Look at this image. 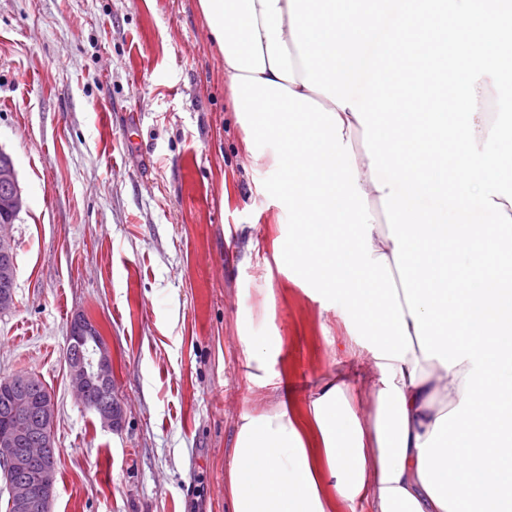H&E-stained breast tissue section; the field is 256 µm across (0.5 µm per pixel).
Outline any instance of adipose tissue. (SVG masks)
Returning a JSON list of instances; mask_svg holds the SVG:
<instances>
[{
	"instance_id": "obj_1",
	"label": "adipose tissue",
	"mask_w": 512,
	"mask_h": 512,
	"mask_svg": "<svg viewBox=\"0 0 512 512\" xmlns=\"http://www.w3.org/2000/svg\"><path fill=\"white\" fill-rule=\"evenodd\" d=\"M224 59V82L246 140H275L271 157L253 154L279 177L278 203L294 217L281 253L328 301L340 303L357 333L368 411L354 387L325 381L297 412L269 399L239 416L228 466L233 512H335L336 502L368 501L370 512H444L418 472V446L440 415L457 407L470 362L426 363L393 258L394 242L374 206L381 198L370 160L351 136V110L306 88L292 40L288 0H199ZM250 381L276 391L272 363L282 339L238 331Z\"/></svg>"
}]
</instances>
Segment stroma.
I'll list each match as a JSON object with an SVG mask.
<instances>
[{
	"instance_id": "stroma-1",
	"label": "stroma",
	"mask_w": 512,
	"mask_h": 512,
	"mask_svg": "<svg viewBox=\"0 0 512 512\" xmlns=\"http://www.w3.org/2000/svg\"><path fill=\"white\" fill-rule=\"evenodd\" d=\"M0 150L26 198L0 379L54 398L51 512H232L237 420L267 396L244 376L239 309L281 336L294 409L359 361L340 309L280 254L292 216L251 159L278 145L245 146L198 0H0ZM78 314L112 357L114 430L70 383Z\"/></svg>"
}]
</instances>
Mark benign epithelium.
I'll list each match as a JSON object with an SVG mask.
<instances>
[{
  "label": "benign epithelium",
  "instance_id": "1",
  "mask_svg": "<svg viewBox=\"0 0 512 512\" xmlns=\"http://www.w3.org/2000/svg\"><path fill=\"white\" fill-rule=\"evenodd\" d=\"M0 312L9 310L17 276L15 248L9 228L25 207L13 162L0 166ZM68 375L77 396L96 412L101 425L119 427L123 407L112 393V359L96 326L82 315L75 316L67 336ZM6 405L0 424V466L17 478L8 487V512H50L54 490L56 417L52 396H39L28 378L12 381L0 391Z\"/></svg>",
  "mask_w": 512,
  "mask_h": 512
}]
</instances>
